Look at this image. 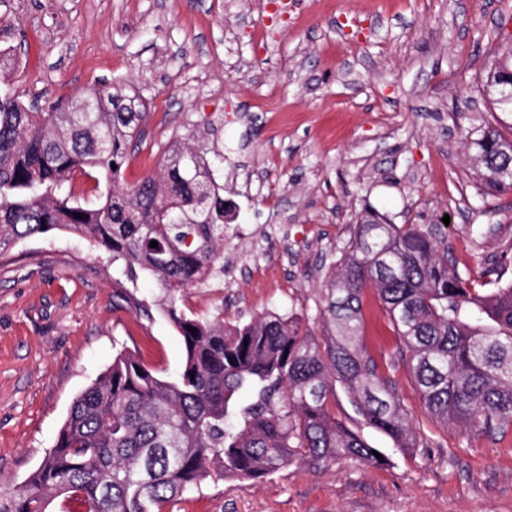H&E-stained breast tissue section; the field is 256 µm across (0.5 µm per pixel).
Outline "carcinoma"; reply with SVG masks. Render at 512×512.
Here are the masks:
<instances>
[{"instance_id":"carcinoma-1","label":"carcinoma","mask_w":512,"mask_h":512,"mask_svg":"<svg viewBox=\"0 0 512 512\" xmlns=\"http://www.w3.org/2000/svg\"><path fill=\"white\" fill-rule=\"evenodd\" d=\"M483 90L500 117L466 131L468 157L483 192L511 191L512 47ZM147 117L137 95L112 84L47 110L0 87V254L53 230L84 233L112 263L161 285L185 351L171 377L117 353L38 467L0 487V512H172L207 480L258 481L292 462L390 465L331 409L339 385L396 451L417 447L396 383L364 342L369 288L430 415L486 434L512 426V283L485 291L449 272L416 224L364 209L321 288L320 336L291 312L245 324L224 322L222 306L211 319L182 312L179 294L224 270V151L177 138L160 174L125 185ZM78 172L95 181L97 200L76 195Z\"/></svg>"}]
</instances>
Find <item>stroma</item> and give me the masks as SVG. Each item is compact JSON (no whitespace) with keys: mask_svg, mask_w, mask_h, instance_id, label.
Wrapping results in <instances>:
<instances>
[{"mask_svg":"<svg viewBox=\"0 0 512 512\" xmlns=\"http://www.w3.org/2000/svg\"><path fill=\"white\" fill-rule=\"evenodd\" d=\"M512 32V0H0L5 79L45 108L101 82L149 112L124 171L156 174L170 142L224 146V285L185 289L179 307L228 322L292 311L320 335L321 288L364 206L433 229L451 270L512 281V191L483 193L468 128L495 114L483 78ZM280 280H253L257 267ZM145 273L129 277L75 231L0 255V485L21 483L50 449L72 401L118 350L175 373L177 327ZM371 354H395L385 309L366 293ZM417 435L396 452L344 389L333 409L391 460L365 469L292 463L260 481L188 491L174 512H512V426L444 427L405 365L390 372Z\"/></svg>","mask_w":512,"mask_h":512,"instance_id":"1","label":"stroma"}]
</instances>
